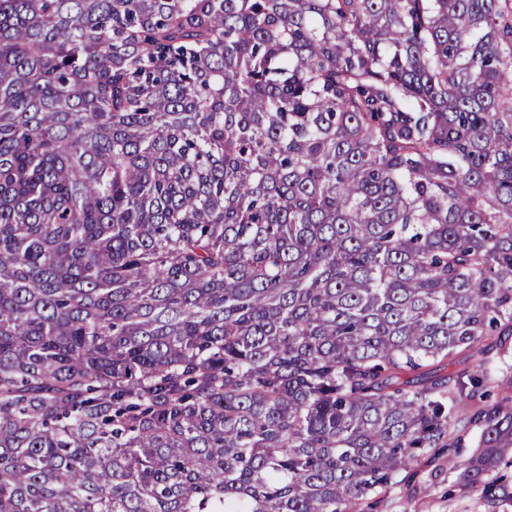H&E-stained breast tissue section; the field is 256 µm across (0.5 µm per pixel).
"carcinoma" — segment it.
I'll use <instances>...</instances> for the list:
<instances>
[{
  "mask_svg": "<svg viewBox=\"0 0 512 512\" xmlns=\"http://www.w3.org/2000/svg\"><path fill=\"white\" fill-rule=\"evenodd\" d=\"M511 352L512 0H0V512H503ZM442 472L422 459L410 483L392 488L378 512H484L486 507L477 495H459L448 483V456L437 460ZM450 490V491H449ZM449 491V492H448Z\"/></svg>",
  "mask_w": 512,
  "mask_h": 512,
  "instance_id": "1",
  "label": "carcinoma"
}]
</instances>
